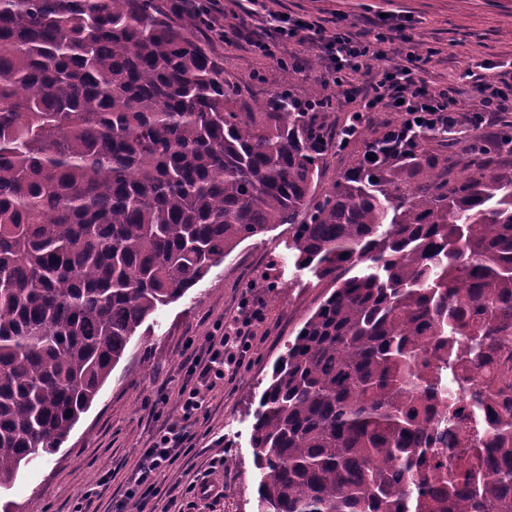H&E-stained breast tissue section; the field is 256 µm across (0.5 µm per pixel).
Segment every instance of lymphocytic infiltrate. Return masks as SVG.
Returning <instances> with one entry per match:
<instances>
[{
    "label": "lymphocytic infiltrate",
    "mask_w": 512,
    "mask_h": 512,
    "mask_svg": "<svg viewBox=\"0 0 512 512\" xmlns=\"http://www.w3.org/2000/svg\"><path fill=\"white\" fill-rule=\"evenodd\" d=\"M273 30L283 42L309 43L327 62L321 80L334 92L313 102V111H328L334 101L341 100L351 104L353 116L361 121L379 112L399 113V120L386 130L383 151L373 152V165L407 152L422 130H448L463 116L456 107L460 87L434 89L421 78L426 60L406 25L396 18L385 17L374 26L358 29L339 20L328 27L319 20L280 12L274 16ZM394 40L404 45L405 52L389 63L382 46ZM463 77L473 88V104L464 115L469 122L481 129L506 124L512 115V70L482 61ZM262 317L261 301L244 294L237 315L218 333L207 336L204 353L187 359V370L197 385L182 391L180 415L163 424L124 491L125 502L136 505L138 512H155L150 506L158 495L155 477L184 453L188 424L202 407L201 388H212L218 380L239 372Z\"/></svg>",
    "instance_id": "obj_1"
}]
</instances>
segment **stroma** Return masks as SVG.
<instances>
[{
    "instance_id": "stroma-1",
    "label": "stroma",
    "mask_w": 512,
    "mask_h": 512,
    "mask_svg": "<svg viewBox=\"0 0 512 512\" xmlns=\"http://www.w3.org/2000/svg\"><path fill=\"white\" fill-rule=\"evenodd\" d=\"M224 14L216 32L201 30L206 49L224 66L244 99L265 100L281 83L279 58L304 55L306 72L298 89L319 86L322 60L309 46L289 44L273 55L251 51L243 40L268 19L286 12L307 19H343L360 27L381 13L411 18L416 39L434 55L426 78L441 86L455 81L473 62L512 60V0H221ZM287 226L248 239L227 255L177 302L160 309L139 330L90 409L53 455L22 467L10 489H0V512H75L82 494L103 475L107 490L97 512H116L127 480L154 432L180 413V393L195 380L185 357L201 351L216 326L237 312L245 292L263 303V321L236 378L201 392L202 408L191 424L189 454L159 473L156 484L176 496L181 512H256L260 479L251 442L253 417L247 402L261 392L272 366L304 320L331 292L296 267ZM223 467L211 468L213 458ZM205 481L222 495L201 497L192 484Z\"/></svg>"
}]
</instances>
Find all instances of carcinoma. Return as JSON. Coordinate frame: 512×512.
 <instances>
[{
	"label": "carcinoma",
	"mask_w": 512,
	"mask_h": 512,
	"mask_svg": "<svg viewBox=\"0 0 512 512\" xmlns=\"http://www.w3.org/2000/svg\"><path fill=\"white\" fill-rule=\"evenodd\" d=\"M294 79L252 108L155 0H0V489L153 314L286 224L333 291L249 399L257 512H512V145L431 158L426 130L319 194L331 129Z\"/></svg>",
	"instance_id": "cac0c4a2"
}]
</instances>
